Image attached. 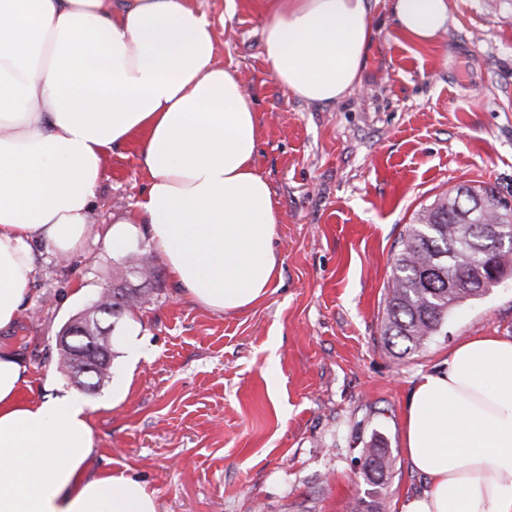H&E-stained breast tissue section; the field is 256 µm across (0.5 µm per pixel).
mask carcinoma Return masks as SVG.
Returning <instances> with one entry per match:
<instances>
[{"label":"carcinoma","mask_w":512,"mask_h":512,"mask_svg":"<svg viewBox=\"0 0 512 512\" xmlns=\"http://www.w3.org/2000/svg\"><path fill=\"white\" fill-rule=\"evenodd\" d=\"M504 223L508 224L506 245L485 256L475 225ZM489 263L512 270V206L507 198L490 186H460L422 208L414 223L407 225L394 258L381 325L385 344L400 346L397 356L401 358L416 353L441 331L453 309L496 287L488 276L475 284ZM149 295L150 290L143 288L115 289L111 318L120 319ZM91 345L103 359L98 377L87 383L96 388L110 379L107 337L72 336L66 349L73 354ZM362 453L367 494L379 499L394 458L376 441Z\"/></svg>","instance_id":"cac0c4a2"}]
</instances>
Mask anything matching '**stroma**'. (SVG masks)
Masks as SVG:
<instances>
[{
    "label": "stroma",
    "instance_id": "obj_1",
    "mask_svg": "<svg viewBox=\"0 0 512 512\" xmlns=\"http://www.w3.org/2000/svg\"><path fill=\"white\" fill-rule=\"evenodd\" d=\"M214 20L218 59L250 88L256 164L280 213L282 285L251 309L216 313L162 274L134 308L150 352L126 399L85 393L94 474H125L153 491L157 512H362L356 462L381 441L396 460L382 512L422 493L403 452L404 405L422 373L472 336H512V286L453 310L441 333L400 358L380 324L392 260L407 224L434 198L486 184L512 200V0H448L452 21L419 43L396 27L390 0H370L373 37L359 89L305 103L271 76L261 0H192ZM136 146L104 157L93 222L104 233L134 214L145 184ZM38 274L0 346L34 379L55 376L58 335L112 284L96 244Z\"/></svg>",
    "mask_w": 512,
    "mask_h": 512
}]
</instances>
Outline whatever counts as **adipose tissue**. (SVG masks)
<instances>
[{
  "label": "adipose tissue",
  "mask_w": 512,
  "mask_h": 512,
  "mask_svg": "<svg viewBox=\"0 0 512 512\" xmlns=\"http://www.w3.org/2000/svg\"><path fill=\"white\" fill-rule=\"evenodd\" d=\"M399 30L428 42L448 0H392ZM263 56L308 103L352 94L372 39L367 0H264ZM209 15L188 0H0V330L17 320L37 247L61 259L93 235L102 158L134 135L146 183L137 217L114 219L113 259L155 250L207 309L231 313L280 286V220L255 157L259 117L216 57ZM30 382L0 348V512H156L146 484L90 474L88 403ZM411 469L429 488L399 512H512V338L473 336L422 374L402 417Z\"/></svg>",
  "instance_id": "1"
}]
</instances>
